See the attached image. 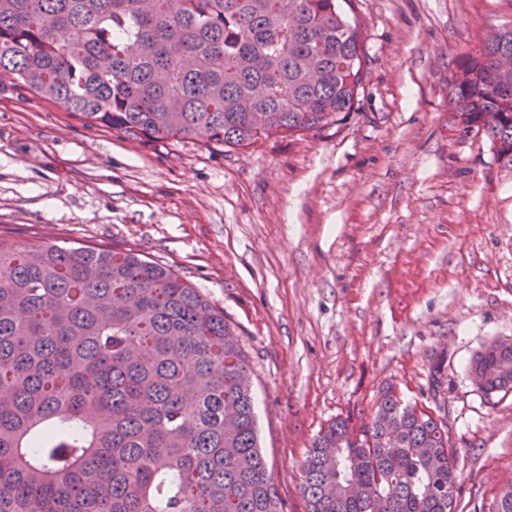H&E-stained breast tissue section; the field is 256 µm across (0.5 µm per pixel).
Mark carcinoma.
<instances>
[{
  "label": "carcinoma",
  "mask_w": 512,
  "mask_h": 512,
  "mask_svg": "<svg viewBox=\"0 0 512 512\" xmlns=\"http://www.w3.org/2000/svg\"><path fill=\"white\" fill-rule=\"evenodd\" d=\"M364 58L340 0H0V70L146 144L320 132L354 110ZM449 106L512 166L511 26L464 58ZM470 373L511 392L512 339ZM256 417L246 351L179 271L0 234V512H286ZM301 471L306 512H457L448 431L390 387Z\"/></svg>",
  "instance_id": "1"
}]
</instances>
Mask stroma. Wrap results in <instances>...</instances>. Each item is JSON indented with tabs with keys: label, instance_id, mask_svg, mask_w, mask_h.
Instances as JSON below:
<instances>
[{
	"label": "stroma",
	"instance_id": "1",
	"mask_svg": "<svg viewBox=\"0 0 512 512\" xmlns=\"http://www.w3.org/2000/svg\"><path fill=\"white\" fill-rule=\"evenodd\" d=\"M368 76L317 133L224 149L144 144L0 72V232L118 245L179 270L233 323L255 374L260 443L288 512L331 421L380 391L448 426L458 512L512 485V392L467 365L512 339V167L448 109L480 35L512 0H353Z\"/></svg>",
	"mask_w": 512,
	"mask_h": 512
}]
</instances>
